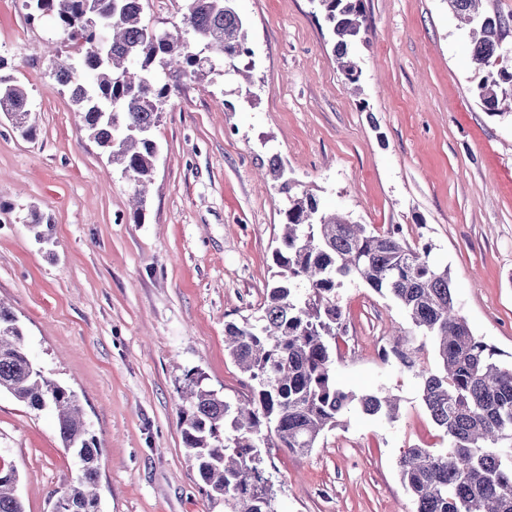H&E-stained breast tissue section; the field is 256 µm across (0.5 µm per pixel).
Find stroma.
I'll list each match as a JSON object with an SVG mask.
<instances>
[{
    "label": "stroma",
    "mask_w": 512,
    "mask_h": 512,
    "mask_svg": "<svg viewBox=\"0 0 512 512\" xmlns=\"http://www.w3.org/2000/svg\"><path fill=\"white\" fill-rule=\"evenodd\" d=\"M358 83L342 76L312 0H236L251 82L220 71L185 82L153 137L159 156L141 221L133 182L81 131L53 75L71 49L23 0H0V76L27 87L34 138L0 117V299L31 358L74 391L96 436L99 512H219L177 426L187 372L230 402L250 382L225 349L273 280L287 200L264 172L279 158L331 212L428 244L448 265L474 335L512 363V110L488 112L472 38L448 0H363ZM49 219L48 242L27 227ZM346 334L336 382L384 389L395 419L351 409L304 455L263 451L277 512H415L397 469L407 448L443 441L420 382L382 359L393 334L424 346L406 315L359 281L338 290ZM0 462L16 467L26 512L80 474L51 411L0 393Z\"/></svg>",
    "instance_id": "stroma-1"
}]
</instances>
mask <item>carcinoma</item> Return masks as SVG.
Masks as SVG:
<instances>
[{
    "instance_id": "1",
    "label": "carcinoma",
    "mask_w": 512,
    "mask_h": 512,
    "mask_svg": "<svg viewBox=\"0 0 512 512\" xmlns=\"http://www.w3.org/2000/svg\"><path fill=\"white\" fill-rule=\"evenodd\" d=\"M234 0H188L176 33L142 21L143 0H25L28 19L53 18L74 52L56 62V81L69 89L82 129L129 175L136 195L152 181L158 153L153 130L163 105L184 80L200 79L252 54L246 22ZM472 28L477 95L489 112L512 99V65L502 42L507 22L475 10L477 0H449ZM339 58L367 42L362 0H318ZM166 80L159 82L155 68ZM0 114L26 137L34 134L27 90L0 76ZM278 193L288 200L276 250L281 271L262 314L229 324L225 350L252 382L231 403L189 374L178 425L183 446L214 506L224 512H276L262 449L306 454L334 429L353 395L336 386L338 337L345 335L337 289L364 282L399 306L432 341L434 366L420 349L393 337L400 365L421 378L422 401L447 438L441 449L408 448L398 460L416 512H512V364L493 361L491 348L455 308L448 267L431 247L412 246L399 229L383 232L323 210L298 191L278 160L270 163ZM0 392L28 408L49 409L62 447L80 462L77 482L54 494L53 512H98L100 446L74 391L31 359L11 308L0 302ZM361 411L392 420L397 400L385 392L357 399ZM18 472L0 465V512H25Z\"/></svg>"
}]
</instances>
